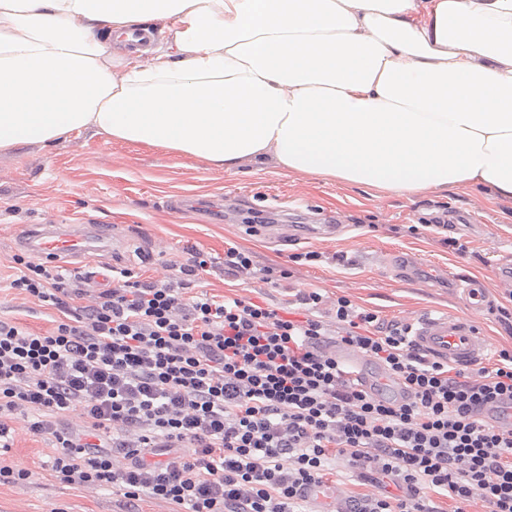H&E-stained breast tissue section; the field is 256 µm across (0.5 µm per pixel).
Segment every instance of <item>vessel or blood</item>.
<instances>
[{
  "instance_id": "vessel-or-blood-1",
  "label": "vessel or blood",
  "mask_w": 512,
  "mask_h": 512,
  "mask_svg": "<svg viewBox=\"0 0 512 512\" xmlns=\"http://www.w3.org/2000/svg\"><path fill=\"white\" fill-rule=\"evenodd\" d=\"M95 240L92 226L75 224H43L27 239L30 249L42 257L66 263L69 257L81 254ZM463 294L470 315L427 314L409 322L413 345L428 357L463 368H476L489 351V343L480 331L477 313L488 304L483 286L466 281ZM338 359L351 368L361 386L377 393L387 391L395 398L406 396L403 385L395 378L374 369L367 359L345 349L337 350ZM486 417L505 428H512V400L502 399L486 406Z\"/></svg>"
}]
</instances>
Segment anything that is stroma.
<instances>
[{"mask_svg":"<svg viewBox=\"0 0 512 512\" xmlns=\"http://www.w3.org/2000/svg\"><path fill=\"white\" fill-rule=\"evenodd\" d=\"M448 212L458 222L446 234L422 227V220ZM253 215L262 221L254 233L244 225ZM331 220L336 228L323 230ZM89 221L96 226V250L67 265L85 281L75 300L79 306L101 292L91 276L101 265L128 268L154 282L197 248L209 254L211 268L192 278L189 294L248 297L294 312L304 293L317 291L324 297L317 314L329 325L339 296L374 311L387 327L427 313L464 315V297L450 280L477 278L492 302L478 317L491 346L484 367L495 365L500 350L512 349V323L499 313L512 308V291L495 276L496 268L512 265V197L478 185L408 196L272 163L246 161L227 173L164 145L118 141L93 128L50 145L25 142L0 151V316L37 333L56 326V309L10 288L13 257L22 253L30 225ZM450 236L465 252L448 247ZM232 247L249 251L259 265L287 270V277L266 284L225 270L224 253ZM310 251L320 260L303 261ZM11 425L15 440L0 459L27 468L31 477L0 485V512H126L119 488H76L55 480L51 437L32 434L21 418ZM322 485L342 488L351 499L387 489L358 477L341 455Z\"/></svg>","mask_w":512,"mask_h":512,"instance_id":"1","label":"stroma"}]
</instances>
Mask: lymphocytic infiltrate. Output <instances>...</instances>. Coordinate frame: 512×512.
<instances>
[{
    "mask_svg": "<svg viewBox=\"0 0 512 512\" xmlns=\"http://www.w3.org/2000/svg\"><path fill=\"white\" fill-rule=\"evenodd\" d=\"M10 286L58 310L54 330L0 319V447L16 417L54 439L51 472L83 487H122L176 512H308L332 455L391 478L395 492L351 512H437L441 489L468 512H512V430L481 416L512 398V350L471 374L416 350L406 327L380 330L375 312L338 297L335 336L399 378L400 401L347 377L315 316L248 298L185 296L184 278L210 259L193 250L162 283L117 271L111 288L74 306L75 277L14 255ZM85 422L74 432L72 413ZM192 456L176 454L181 443Z\"/></svg>",
    "mask_w": 512,
    "mask_h": 512,
    "instance_id": "f902f5d3",
    "label": "lymphocytic infiltrate"
}]
</instances>
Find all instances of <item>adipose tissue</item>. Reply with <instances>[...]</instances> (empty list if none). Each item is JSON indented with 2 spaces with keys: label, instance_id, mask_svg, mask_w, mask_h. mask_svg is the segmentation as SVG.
Listing matches in <instances>:
<instances>
[{
  "label": "adipose tissue",
  "instance_id": "obj_1",
  "mask_svg": "<svg viewBox=\"0 0 512 512\" xmlns=\"http://www.w3.org/2000/svg\"><path fill=\"white\" fill-rule=\"evenodd\" d=\"M153 22L165 50L113 51ZM88 127L228 173L512 197V0H0V150Z\"/></svg>",
  "mask_w": 512,
  "mask_h": 512
}]
</instances>
